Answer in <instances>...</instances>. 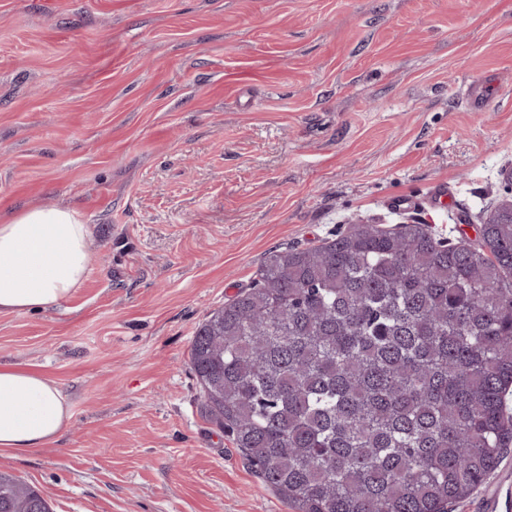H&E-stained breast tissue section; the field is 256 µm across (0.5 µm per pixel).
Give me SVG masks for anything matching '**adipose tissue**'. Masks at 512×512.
Instances as JSON below:
<instances>
[{"mask_svg": "<svg viewBox=\"0 0 512 512\" xmlns=\"http://www.w3.org/2000/svg\"><path fill=\"white\" fill-rule=\"evenodd\" d=\"M91 227L73 209L28 208L0 224V312L60 305L89 273ZM71 405L44 374L0 365V453L28 454L67 429Z\"/></svg>", "mask_w": 512, "mask_h": 512, "instance_id": "ef3b65f1", "label": "adipose tissue"}]
</instances>
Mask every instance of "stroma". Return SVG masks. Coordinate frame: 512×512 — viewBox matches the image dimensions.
<instances>
[{
  "mask_svg": "<svg viewBox=\"0 0 512 512\" xmlns=\"http://www.w3.org/2000/svg\"><path fill=\"white\" fill-rule=\"evenodd\" d=\"M509 169L512 0H0V221L92 227L70 298L0 313V364L72 408L0 472L53 512H289L206 415L196 328L357 216L478 245ZM439 184L446 207L388 204ZM508 470L452 512H512Z\"/></svg>",
  "mask_w": 512,
  "mask_h": 512,
  "instance_id": "1",
  "label": "stroma"
}]
</instances>
